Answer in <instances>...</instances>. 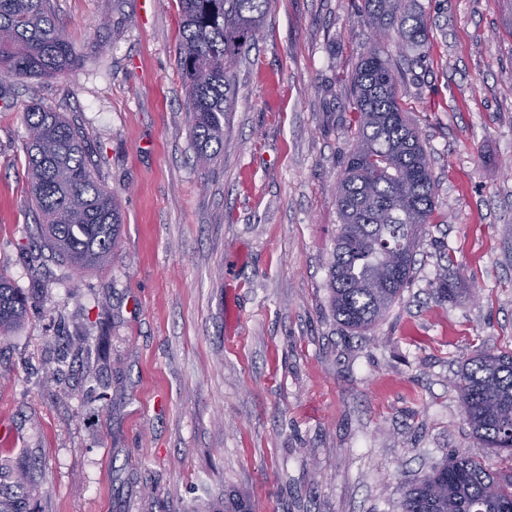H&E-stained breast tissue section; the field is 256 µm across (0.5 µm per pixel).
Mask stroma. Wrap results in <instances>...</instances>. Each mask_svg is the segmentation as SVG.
<instances>
[{"label": "stroma", "instance_id": "obj_1", "mask_svg": "<svg viewBox=\"0 0 512 512\" xmlns=\"http://www.w3.org/2000/svg\"><path fill=\"white\" fill-rule=\"evenodd\" d=\"M402 104L435 177L411 285L372 330L336 320L327 267L351 149L362 0H268L231 68L224 146L196 165L178 0H54L79 62L0 103V275L30 299L0 337V512H400L472 437L453 385L512 352V0H418ZM66 113L122 211L101 270L44 254L23 114ZM468 283L440 300V268ZM87 335L91 355L70 349Z\"/></svg>", "mask_w": 512, "mask_h": 512}]
</instances>
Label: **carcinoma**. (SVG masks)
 <instances>
[{
	"instance_id": "1",
	"label": "carcinoma",
	"mask_w": 512,
	"mask_h": 512,
	"mask_svg": "<svg viewBox=\"0 0 512 512\" xmlns=\"http://www.w3.org/2000/svg\"><path fill=\"white\" fill-rule=\"evenodd\" d=\"M178 66L191 112L197 162H211L224 144L231 112L230 70L255 44L267 0H178ZM417 0H363L360 18L395 42L408 70L427 42ZM53 0H0V74L23 81L52 78L77 62ZM404 72L374 45L351 76L358 112L354 144L337 183L341 224L328 264L330 303L349 332L371 330L413 277L419 238L434 213L435 179L427 151L401 107ZM27 181L36 228L51 258L77 269L107 265L120 239V206L93 175L87 142L63 113L35 104L24 113ZM458 274L443 268L433 293L454 296ZM28 299L0 275V336L23 322ZM464 418L483 447L512 460V352L483 351L457 374ZM401 512H512V475L463 454L417 476Z\"/></svg>"
}]
</instances>
